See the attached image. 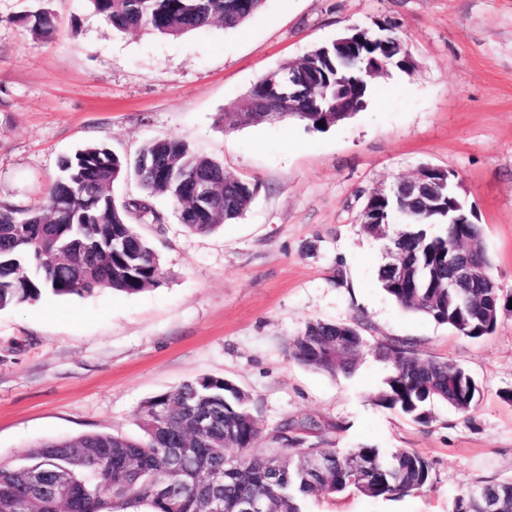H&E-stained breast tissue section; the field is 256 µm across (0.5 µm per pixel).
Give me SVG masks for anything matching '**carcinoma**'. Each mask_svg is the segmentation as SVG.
I'll return each instance as SVG.
<instances>
[{
	"instance_id": "1",
	"label": "carcinoma",
	"mask_w": 512,
	"mask_h": 512,
	"mask_svg": "<svg viewBox=\"0 0 512 512\" xmlns=\"http://www.w3.org/2000/svg\"><path fill=\"white\" fill-rule=\"evenodd\" d=\"M88 2L117 31L147 30L175 38L216 22L239 27L265 0ZM15 22L39 38L54 33L46 11L25 13ZM357 31L363 64L336 50L334 42L305 56L306 66L320 78L321 106L333 112L302 103L297 111L273 112L266 121L297 120L309 129L324 130L352 116H336V93L350 96L354 111L363 110L376 79L373 60L409 70L408 50L397 28L349 29ZM128 176L139 181L145 196L119 204L107 187ZM204 176L220 184L211 213L191 206L190 185ZM257 189L241 179H224L221 163L177 138L151 141L132 160L88 145L62 163V176L39 204L26 209L0 205V309L33 304L46 293L81 297L107 288L133 295L153 287L159 283L160 266L149 243L129 223L131 214L146 215L148 199L164 196L182 214L186 229L207 234L240 218ZM364 205L379 210L387 225L401 220L392 246L403 254L404 273L397 275L386 262L378 269V281L389 297L471 339L495 332L499 316L509 310L511 291L500 288L490 275L467 289L471 302L460 306L448 301V289L441 287L440 276H448V270L440 274L438 268L448 259L450 246L476 242L487 270H492L482 225L474 223L462 195L444 198L429 209L397 193L368 198ZM342 344L349 346L350 356L338 361L336 346ZM364 345L355 324L315 321L289 341L288 353L314 370L348 376ZM379 352L391 370L378 405L427 424L433 402L464 415L480 404L482 390L469 372L448 360L422 357L413 340L382 344ZM249 400L234 382L205 375L147 400L138 440L95 433L44 444L27 463L0 467V512H127L141 503L151 512H209L215 497L222 501L223 512H240L245 498L265 501L267 512H302L303 500L317 492L353 489L389 498L422 491L433 482L432 464L416 450H340L321 441L305 445L288 436L293 428L288 421L274 438L281 447L270 449L267 456L258 453L259 430ZM187 401L209 414L207 432L194 435L188 430L190 414L183 410ZM229 449L235 450L237 466L224 474L222 486H213L207 476L224 468ZM273 460L281 463L274 479L268 468ZM461 498L467 501V512H486L489 501L497 504L498 512H512V479L484 484L473 496Z\"/></svg>"
}]
</instances>
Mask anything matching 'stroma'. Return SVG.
<instances>
[{"label":"stroma","mask_w":512,"mask_h":512,"mask_svg":"<svg viewBox=\"0 0 512 512\" xmlns=\"http://www.w3.org/2000/svg\"><path fill=\"white\" fill-rule=\"evenodd\" d=\"M47 10L56 35L18 15ZM397 27L417 66L379 78L365 108L323 131L297 121L225 129L223 115L257 80L346 29ZM175 137L256 183L247 212L189 232L166 198L135 227L156 252L158 286L44 295L0 309V465L43 443L90 433L141 437L148 399L202 375L247 391L272 447L283 423L332 424L331 447L414 449L429 489L371 498L318 493L305 512H450L470 487L512 478V311L482 339L401 308L382 289V243L359 213L374 189L449 169L485 233L492 273L512 291V0H265L242 26L179 38L111 30L85 0H0V201L36 205L62 159L90 143L134 157ZM344 281H336V271ZM358 324L366 345L351 375L288 355L307 323ZM416 341L480 385L467 416L431 405L420 424L375 399L390 364L379 344Z\"/></svg>","instance_id":"35a3bbf8"}]
</instances>
